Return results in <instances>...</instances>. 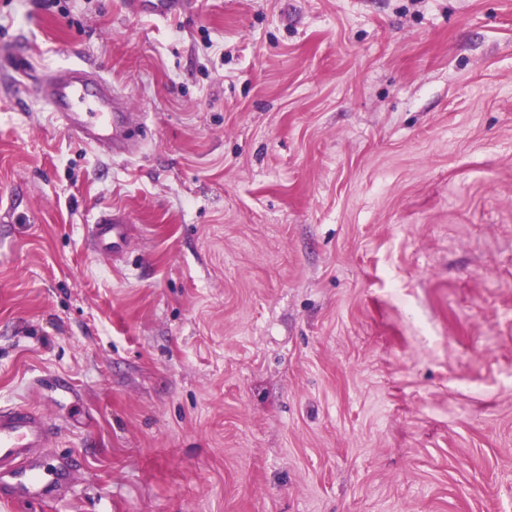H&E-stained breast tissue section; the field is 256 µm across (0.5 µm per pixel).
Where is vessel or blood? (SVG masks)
Returning a JSON list of instances; mask_svg holds the SVG:
<instances>
[{"mask_svg": "<svg viewBox=\"0 0 512 512\" xmlns=\"http://www.w3.org/2000/svg\"><path fill=\"white\" fill-rule=\"evenodd\" d=\"M37 94L52 118L89 148L119 145L121 131L133 120L115 97L111 81L95 69L65 67L48 74ZM128 237L127 225L109 213L98 214L94 224L98 250L122 252ZM52 433L50 417L31 406L0 408V478H10L20 498L41 501L49 496L48 483L25 461L34 449L45 447Z\"/></svg>", "mask_w": 512, "mask_h": 512, "instance_id": "b4317fda", "label": "vessel or blood"}]
</instances>
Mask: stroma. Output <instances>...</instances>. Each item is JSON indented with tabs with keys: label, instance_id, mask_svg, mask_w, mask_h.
Instances as JSON below:
<instances>
[{
	"label": "stroma",
	"instance_id": "35a3bbf8",
	"mask_svg": "<svg viewBox=\"0 0 512 512\" xmlns=\"http://www.w3.org/2000/svg\"><path fill=\"white\" fill-rule=\"evenodd\" d=\"M189 2L0 0V406L58 424L0 512H512V0ZM37 94L52 118L88 148L112 143L115 152L120 132L133 120L115 97L112 82L95 69L65 67L47 74ZM129 237L128 227L112 218L109 212L98 214L94 224V242L98 250L117 254L124 251Z\"/></svg>",
	"mask_w": 512,
	"mask_h": 512
}]
</instances>
